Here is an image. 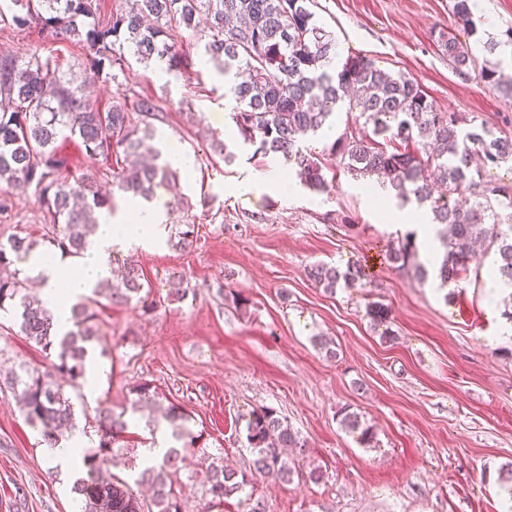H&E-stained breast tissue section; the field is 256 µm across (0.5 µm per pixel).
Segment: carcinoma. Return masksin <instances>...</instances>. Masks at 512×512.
<instances>
[{
	"instance_id": "obj_1",
	"label": "carcinoma",
	"mask_w": 512,
	"mask_h": 512,
	"mask_svg": "<svg viewBox=\"0 0 512 512\" xmlns=\"http://www.w3.org/2000/svg\"><path fill=\"white\" fill-rule=\"evenodd\" d=\"M126 4L102 20L97 17L98 0H0V23L21 31L36 27L50 41L81 44L88 61L83 83L91 85L104 74L116 78L112 69L121 67L127 52L141 64L158 63L183 75L191 59L178 34L183 28L197 30L205 18L203 53L224 76V95L234 100L231 115L239 143L254 148L252 157L281 156L301 185L329 192L324 164L304 142L323 136L336 122V108L346 106L354 128L333 140L328 155L352 177L378 181L404 202L429 206L442 249L437 265L428 268L420 258L416 233L408 231L389 243L387 258L419 283L435 273L445 288L494 254L491 277L509 289L502 316L512 323V183L487 185L480 180L481 168L512 163V136L438 108L417 79L389 73L366 55H349L332 66L336 39L314 20V0ZM452 12L462 34L470 38L477 33L468 0H453ZM438 43L457 72L476 68L471 46L459 34L442 33ZM478 77L512 98V80L502 79L497 67H481ZM158 119L149 99L139 100L133 112L120 105L100 109L78 96L49 58L33 55L22 66L11 57L0 58V213L10 207L11 196L31 193L50 222L60 226L48 239L49 248L41 251L37 240L18 233L0 241V271L36 254L51 255L55 248L78 257L92 243L102 211L116 212L121 200L149 201L157 188L177 183L180 170L163 157V137L154 124ZM60 138L78 141L90 160L109 163L112 189L102 190L93 167L70 180L64 174L66 160L58 153ZM455 195L468 197L469 204H449ZM114 263L120 274L77 299L71 307L72 328L61 336L47 303L24 292L19 270L0 274V309L10 304L20 332L43 351H57L55 373L25 368L12 377V384L22 387L26 421L50 449L75 429L73 403L59 380L76 385L84 377L89 345L100 336L92 305L101 298L113 304L136 301L143 314L153 311L141 296L144 283L132 256L117 257ZM307 276L330 293L371 283L365 266L357 262L344 268L313 264ZM133 394L132 413L162 412L153 429L166 422L177 445L160 458L144 460L134 479L135 485L151 490L150 499L142 502L134 484L110 470L114 447L129 427L126 412L96 409L99 445L94 453L82 455L86 476L71 488L80 499V512H190L173 476L184 454L197 450L198 437L177 406L162 407L150 384L136 385ZM341 424L361 446L376 447L375 432L357 413L344 411ZM247 442L253 455L249 471L228 469L222 461L211 464L205 477L210 504L219 505L242 491L255 474L289 481L292 469L285 449L305 447L272 407L252 412Z\"/></svg>"
}]
</instances>
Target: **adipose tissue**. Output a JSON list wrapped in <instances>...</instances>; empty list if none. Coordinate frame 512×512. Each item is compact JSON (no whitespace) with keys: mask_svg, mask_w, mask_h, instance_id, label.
<instances>
[{"mask_svg":"<svg viewBox=\"0 0 512 512\" xmlns=\"http://www.w3.org/2000/svg\"><path fill=\"white\" fill-rule=\"evenodd\" d=\"M162 206L134 203L131 211L118 215L103 212L98 232L78 263L61 254L51 262L32 259L31 265L45 275L42 292L54 309L61 328H68L70 307L76 298L90 292L101 279L109 276L113 248L130 249L142 242L163 239L167 233Z\"/></svg>","mask_w":512,"mask_h":512,"instance_id":"obj_1","label":"adipose tissue"}]
</instances>
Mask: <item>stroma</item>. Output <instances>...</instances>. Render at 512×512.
I'll list each match as a JSON object with an SVG mask.
<instances>
[{
  "label": "stroma",
  "instance_id": "35a3bbf8",
  "mask_svg": "<svg viewBox=\"0 0 512 512\" xmlns=\"http://www.w3.org/2000/svg\"><path fill=\"white\" fill-rule=\"evenodd\" d=\"M453 0H315L317 24L331 31L342 55L361 53L385 70L415 77L441 109L485 121L512 134V100L462 75L438 46L453 30ZM491 27H479L470 46L477 64L486 59L512 68L503 53L486 54L484 40L512 29V0H488ZM193 67L180 78L161 65L129 60L116 79L97 83L101 106L150 98L163 119L166 145L196 155L181 174L189 211L166 212L169 226L195 225L188 250L167 242L135 251L156 305L142 315L135 304L96 307L102 329L94 353L107 367L94 399L69 390L78 430L96 437L89 410L121 412L131 390L147 382L188 418L200 448L242 471L252 457L246 425L253 410L275 408L307 444L288 455L291 482L253 480L252 489L226 497L212 512H247L248 498L266 512H504L507 493L499 468L512 462V341L496 343L506 327L488 288V266L470 270L445 301L435 283H414L383 255L388 240L418 228L428 208L408 203L409 220L391 218L394 196L371 199L325 156L334 176L331 194L298 188L282 200L241 188L249 173L266 170L246 147L224 163L210 149L212 136L236 138L231 106L216 73L191 31H184ZM25 61L56 60L66 78L86 67L80 45L44 41L37 30L0 24V53ZM44 232L33 196L15 198L0 215V237ZM382 260L371 269L373 287L328 293L309 281L315 263L346 265ZM182 280L184 298L171 292ZM241 292L247 312L236 311L222 292ZM388 306L389 335L374 329L369 303ZM331 339L336 358L313 339ZM57 357L22 336L12 314L0 315V512H77L71 487L85 476L82 463L57 466L36 429L21 412L11 386L19 367L50 369ZM358 413L376 431L377 445L363 448L342 429V411ZM319 480H311V473Z\"/></svg>",
  "mask_w": 512,
  "mask_h": 512
}]
</instances>
